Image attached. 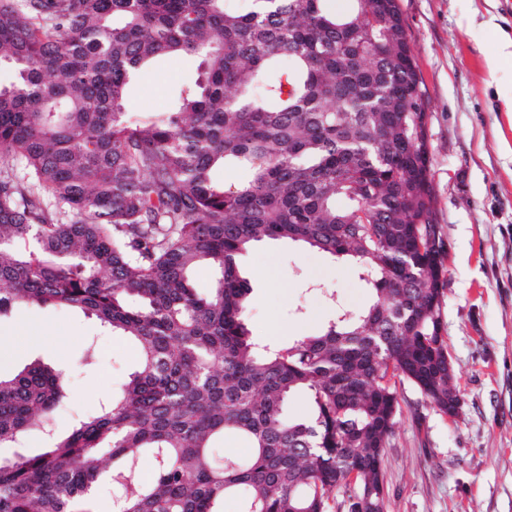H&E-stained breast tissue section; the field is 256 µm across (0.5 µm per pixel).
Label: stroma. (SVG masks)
I'll use <instances>...</instances> for the list:
<instances>
[{
    "label": "stroma",
    "mask_w": 512,
    "mask_h": 512,
    "mask_svg": "<svg viewBox=\"0 0 512 512\" xmlns=\"http://www.w3.org/2000/svg\"><path fill=\"white\" fill-rule=\"evenodd\" d=\"M426 89L431 212L444 245L442 319L462 399L456 417L433 410L410 384L385 450V512H512V0H399ZM498 58L496 68L488 61ZM197 59L167 56L134 76L137 112L169 111L196 80ZM249 328L261 344L319 332L337 308L372 294L361 268L301 243L245 252ZM71 368L56 414L60 431L118 391L136 345L100 332L77 311L26 306L0 323V372L35 359Z\"/></svg>",
    "instance_id": "obj_1"
}]
</instances>
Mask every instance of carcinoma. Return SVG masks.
I'll return each mask as SVG.
<instances>
[{
  "label": "carcinoma",
  "instance_id": "cac0c4a2",
  "mask_svg": "<svg viewBox=\"0 0 512 512\" xmlns=\"http://www.w3.org/2000/svg\"><path fill=\"white\" fill-rule=\"evenodd\" d=\"M0 0V321L80 311L140 360L120 395L54 426L67 368L0 373V512H385L389 372L448 412L426 98L398 0ZM202 72L138 117L161 55ZM232 165L245 177H215ZM267 240L354 260L372 291L286 347L248 328L239 259ZM216 280L204 296L201 266ZM305 393L310 412L292 418ZM248 441L243 461L216 441ZM37 455L19 452L33 436ZM152 463L142 477L140 463ZM354 483H349V478Z\"/></svg>",
  "mask_w": 512,
  "mask_h": 512
}]
</instances>
